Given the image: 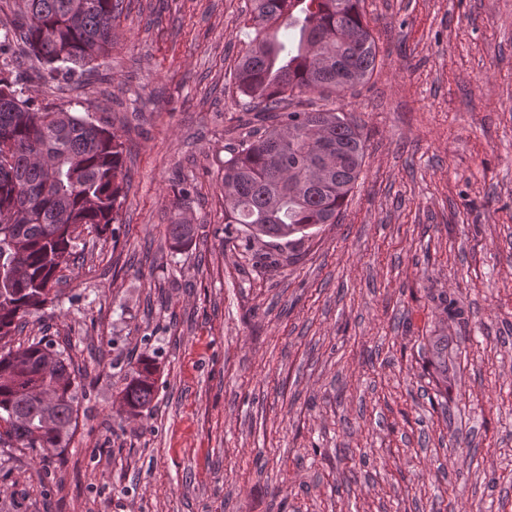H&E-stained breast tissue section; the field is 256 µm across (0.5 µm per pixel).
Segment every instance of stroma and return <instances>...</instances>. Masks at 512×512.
I'll return each instance as SVG.
<instances>
[{
  "mask_svg": "<svg viewBox=\"0 0 512 512\" xmlns=\"http://www.w3.org/2000/svg\"><path fill=\"white\" fill-rule=\"evenodd\" d=\"M363 13L371 78L303 96L358 125L363 170L293 247L224 224L248 0H123L90 72L32 80L118 135L127 186L12 339L83 376L68 447H0V512H512V0ZM143 358L157 392L133 417ZM167 233L173 248H188L193 241L194 226L193 224H187L186 221L175 215L171 224H168Z\"/></svg>",
  "mask_w": 512,
  "mask_h": 512,
  "instance_id": "stroma-1",
  "label": "stroma"
}]
</instances>
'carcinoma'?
I'll list each match as a JSON object with an SVG mask.
<instances>
[{"instance_id":"1","label":"carcinoma","mask_w":512,"mask_h":512,"mask_svg":"<svg viewBox=\"0 0 512 512\" xmlns=\"http://www.w3.org/2000/svg\"><path fill=\"white\" fill-rule=\"evenodd\" d=\"M72 0H24L0 40V341L24 317L54 302L57 271L75 257V233L115 223L125 190L117 135L77 112L39 107L13 64L36 59L47 77L69 78L92 63L88 49L112 47L121 0H87L78 20ZM255 36L233 72L239 92L262 114L261 129L242 134L224 159V224L242 226L247 247L265 239L295 245L320 224H334L362 172L365 140L345 115L293 106L307 92L331 94L368 79L375 38L353 46L346 32L367 28L362 0H250ZM288 30V41L274 32ZM175 249L192 244L194 226L175 217L167 227ZM76 371L45 337L0 349V445L65 448L76 429ZM156 396L145 365L123 389L137 416Z\"/></svg>"}]
</instances>
